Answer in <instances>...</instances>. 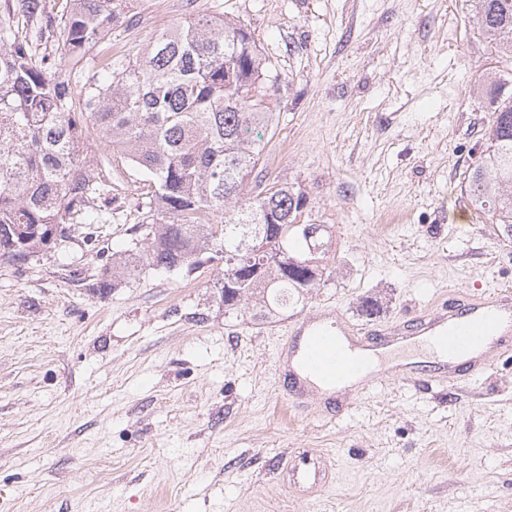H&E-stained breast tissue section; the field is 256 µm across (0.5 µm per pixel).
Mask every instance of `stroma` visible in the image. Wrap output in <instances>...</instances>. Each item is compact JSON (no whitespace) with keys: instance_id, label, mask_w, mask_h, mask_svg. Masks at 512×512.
I'll return each instance as SVG.
<instances>
[{"instance_id":"35a3bbf8","label":"stroma","mask_w":512,"mask_h":512,"mask_svg":"<svg viewBox=\"0 0 512 512\" xmlns=\"http://www.w3.org/2000/svg\"><path fill=\"white\" fill-rule=\"evenodd\" d=\"M250 30L278 79L274 128L247 192L274 182L323 227L304 300L225 309L223 261L96 285L141 234L144 174L115 162L108 224L72 225L29 260L0 258V512H512V354L468 383H385L335 414L281 403L276 347L323 305L417 315L450 292L512 287V238L463 190L493 109L473 88L512 62L469 0H128L112 54L135 58L198 15ZM308 452L303 493L279 461ZM298 458V463L290 469V477L294 486L305 487V486H317L325 478V471L320 469L316 458H312L311 455L302 453Z\"/></svg>"}]
</instances>
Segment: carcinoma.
<instances>
[{
    "instance_id": "obj_1",
    "label": "carcinoma",
    "mask_w": 512,
    "mask_h": 512,
    "mask_svg": "<svg viewBox=\"0 0 512 512\" xmlns=\"http://www.w3.org/2000/svg\"><path fill=\"white\" fill-rule=\"evenodd\" d=\"M123 2L62 0L55 16L45 0L0 5V257L29 259L52 228L87 219L95 201L112 195V169L87 147L94 129L115 157L149 177L147 216L137 225L147 248L131 249L113 277L191 268L209 252L226 274L260 269L243 285L220 281L225 309L256 295L270 314L302 299L313 282L304 267L285 273L279 253L293 240L310 242L293 228L305 198L275 183L239 203L265 148L259 130L277 117L274 101L253 94L277 80L272 65L246 26L219 17L193 18L156 35L136 58L114 60L112 26L125 18ZM471 2L479 30L512 60V0ZM49 44L72 70L96 61L80 91L53 71ZM481 141L469 200L511 238V100L494 106ZM218 213L224 221L212 222Z\"/></svg>"
}]
</instances>
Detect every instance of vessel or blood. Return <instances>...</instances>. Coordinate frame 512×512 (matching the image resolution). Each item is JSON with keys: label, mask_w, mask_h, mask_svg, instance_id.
Returning a JSON list of instances; mask_svg holds the SVG:
<instances>
[{"label": "vessel or blood", "mask_w": 512, "mask_h": 512, "mask_svg": "<svg viewBox=\"0 0 512 512\" xmlns=\"http://www.w3.org/2000/svg\"><path fill=\"white\" fill-rule=\"evenodd\" d=\"M428 348L440 352L435 368L382 365L387 351ZM512 351V288L496 286L479 298L449 297L446 306L384 325L340 323L336 308L324 307L289 325L278 347L288 367L286 403L298 408L310 379L328 389L340 381L365 393L386 382L441 386L460 383L488 371L487 348ZM295 486H316L324 479L315 458L302 453L290 470Z\"/></svg>", "instance_id": "obj_1"}]
</instances>
